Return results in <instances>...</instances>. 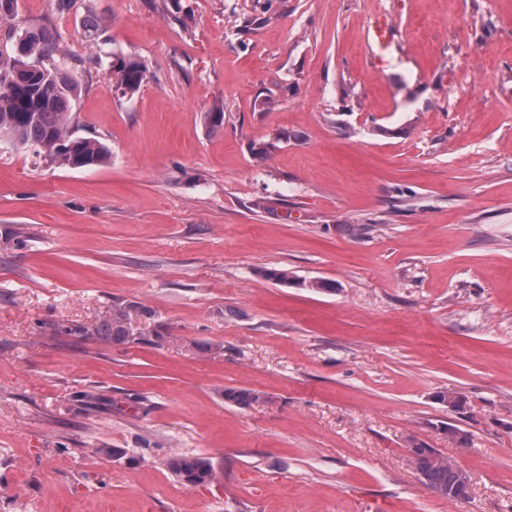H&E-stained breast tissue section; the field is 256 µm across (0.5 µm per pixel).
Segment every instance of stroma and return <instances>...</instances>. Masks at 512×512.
I'll return each instance as SVG.
<instances>
[{
  "label": "stroma",
  "mask_w": 512,
  "mask_h": 512,
  "mask_svg": "<svg viewBox=\"0 0 512 512\" xmlns=\"http://www.w3.org/2000/svg\"><path fill=\"white\" fill-rule=\"evenodd\" d=\"M42 26L110 158L0 151V512H512V0H18L0 49ZM115 53L148 67L133 96ZM116 302L160 342L57 333ZM420 443L466 502L423 485ZM395 25L383 18L374 19L368 29V40L373 46H386L394 38ZM264 399L262 393L252 389L228 387L224 390V400L240 408L251 407L263 402ZM167 465L186 487L206 486L214 477L213 464L204 457L173 455L168 458Z\"/></svg>",
  "instance_id": "35a3bbf8"
}]
</instances>
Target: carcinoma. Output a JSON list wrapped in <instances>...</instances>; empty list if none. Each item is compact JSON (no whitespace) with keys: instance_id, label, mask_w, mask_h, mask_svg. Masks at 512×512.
<instances>
[{"instance_id":"1","label":"carcinoma","mask_w":512,"mask_h":512,"mask_svg":"<svg viewBox=\"0 0 512 512\" xmlns=\"http://www.w3.org/2000/svg\"><path fill=\"white\" fill-rule=\"evenodd\" d=\"M15 43L27 52L26 62H38L30 69L15 64L16 50L0 52V129L11 133L19 149L33 152L60 167L82 168L100 165L108 160L105 144L94 138L76 135L73 129L71 102L79 94L80 84L75 71L80 60L66 53L55 33L46 27L25 30ZM108 69L112 73L115 91L123 96L137 92L147 80L144 62L114 53ZM202 120L210 132L224 126V111L203 113ZM147 316L151 311L138 305L114 303L112 312L93 326L60 325L57 331L75 340L100 337L116 343L133 340L132 320L136 315ZM224 400L240 408L264 401V395L247 388L224 389ZM416 469L424 485L446 498L460 488L459 471L434 449L422 444L415 447ZM168 468L186 487L206 486L214 477L211 461L204 457L173 455Z\"/></svg>"}]
</instances>
